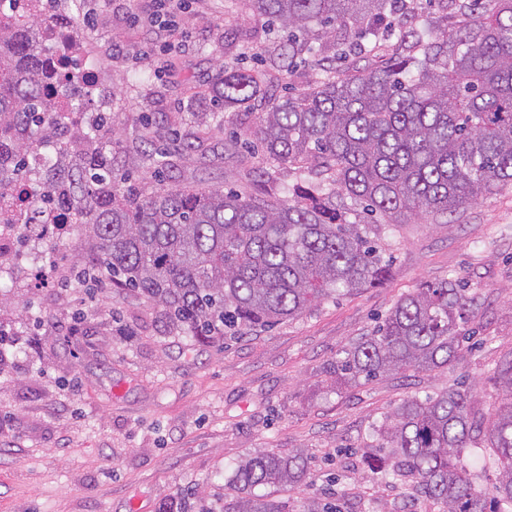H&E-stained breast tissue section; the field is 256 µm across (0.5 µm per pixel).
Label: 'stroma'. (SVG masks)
I'll list each match as a JSON object with an SVG mask.
<instances>
[{
    "mask_svg": "<svg viewBox=\"0 0 512 512\" xmlns=\"http://www.w3.org/2000/svg\"><path fill=\"white\" fill-rule=\"evenodd\" d=\"M79 51L98 62L99 92H115L120 149L186 135L177 112L212 111L224 64V20L253 24L245 0H189L177 14L155 0H78ZM173 26L159 48L141 22ZM235 120L211 126L179 182L246 189L224 140ZM393 256L380 287L240 338L192 343L156 311L113 288L77 284L88 254L77 232L36 242L35 257L0 270V512H158L180 489L224 497L236 463L296 448L309 477L281 491L288 508L335 498L342 512H433L408 485L370 468L372 427L410 397L466 384L475 410L501 403L497 365L512 352V188L484 196L451 224H402L381 237ZM444 279L468 281L476 331L462 358L335 387L337 354L366 335L404 294Z\"/></svg>",
    "mask_w": 512,
    "mask_h": 512,
    "instance_id": "1",
    "label": "stroma"
}]
</instances>
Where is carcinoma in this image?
<instances>
[{"mask_svg":"<svg viewBox=\"0 0 512 512\" xmlns=\"http://www.w3.org/2000/svg\"><path fill=\"white\" fill-rule=\"evenodd\" d=\"M247 0L257 21L288 33L258 67H225L214 102L243 117L224 153L264 191L165 183L141 187L139 154L120 160L112 113L86 110L87 91L62 81L37 45L32 23L0 18V227L9 210L25 225L50 218L93 250L79 273L133 292L167 327L208 343L298 318L340 295L382 284L390 264L377 240L413 221L451 224L482 197L512 185V0ZM251 33L224 42L234 60ZM380 64L337 69L339 59ZM318 49H313V44ZM324 76L274 102L267 87L300 64ZM189 140L152 154L143 173L174 172ZM295 168L305 180L283 182ZM365 205L380 221L346 214ZM476 304L452 280L402 296L381 325L341 350L336 384L407 370L433 371L462 356L460 324ZM508 402L484 418L470 393L453 389L404 400L373 427L390 474L434 501L438 512H512V353L498 364ZM482 437L498 469L495 492L477 489L461 465ZM308 456L241 460L220 512H288L274 493L301 484ZM269 492L258 495L255 488ZM181 491L158 512H214Z\"/></svg>","mask_w":512,"mask_h":512,"instance_id":"cac0c4a2","label":"carcinoma"}]
</instances>
